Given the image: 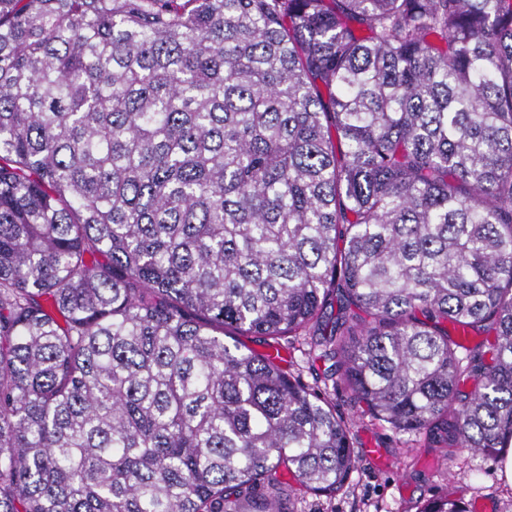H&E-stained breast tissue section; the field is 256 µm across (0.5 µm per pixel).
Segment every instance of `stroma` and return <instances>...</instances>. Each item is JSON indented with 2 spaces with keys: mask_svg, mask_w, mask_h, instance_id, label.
I'll list each match as a JSON object with an SVG mask.
<instances>
[{
  "mask_svg": "<svg viewBox=\"0 0 512 512\" xmlns=\"http://www.w3.org/2000/svg\"><path fill=\"white\" fill-rule=\"evenodd\" d=\"M337 314V308L327 309L306 336L284 345L278 365L304 383L331 387L336 412L350 425L356 467L345 487L331 495L312 493L282 476L294 512H416L423 502L443 494L469 505L488 499L494 512H512V483L500 478L498 459L439 447L425 434L396 431L372 419L344 385L336 384L331 363L322 356V342ZM373 448L380 449V459L370 456Z\"/></svg>",
  "mask_w": 512,
  "mask_h": 512,
  "instance_id": "1",
  "label": "stroma"
}]
</instances>
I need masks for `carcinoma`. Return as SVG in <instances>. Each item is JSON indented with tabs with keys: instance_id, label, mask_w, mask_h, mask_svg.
I'll use <instances>...</instances> for the list:
<instances>
[{
	"instance_id": "cac0c4a2",
	"label": "carcinoma",
	"mask_w": 512,
	"mask_h": 512,
	"mask_svg": "<svg viewBox=\"0 0 512 512\" xmlns=\"http://www.w3.org/2000/svg\"><path fill=\"white\" fill-rule=\"evenodd\" d=\"M333 300L374 419L512 448V0H0V512L338 491L330 399L224 341Z\"/></svg>"
}]
</instances>
